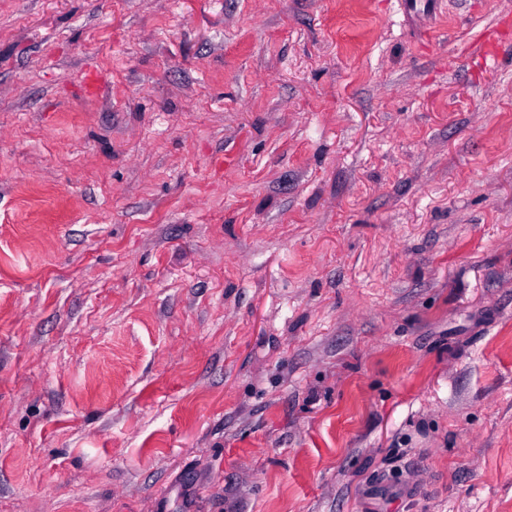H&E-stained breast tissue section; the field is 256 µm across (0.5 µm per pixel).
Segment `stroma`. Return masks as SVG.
I'll list each match as a JSON object with an SVG mask.
<instances>
[{
    "mask_svg": "<svg viewBox=\"0 0 512 512\" xmlns=\"http://www.w3.org/2000/svg\"><path fill=\"white\" fill-rule=\"evenodd\" d=\"M392 3L0 0V512H512V0ZM404 22L417 23L424 20L427 14L436 12L443 6L442 0H400Z\"/></svg>",
    "mask_w": 512,
    "mask_h": 512,
    "instance_id": "obj_1",
    "label": "stroma"
}]
</instances>
